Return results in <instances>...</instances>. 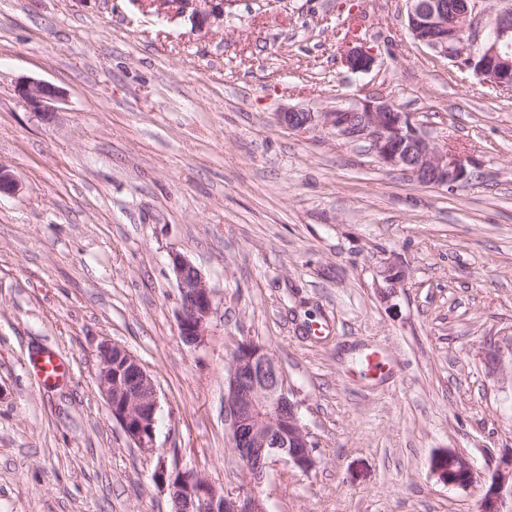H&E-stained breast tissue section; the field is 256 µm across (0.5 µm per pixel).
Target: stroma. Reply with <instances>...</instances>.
<instances>
[{"instance_id":"35a3bbf8","label":"stroma","mask_w":512,"mask_h":512,"mask_svg":"<svg viewBox=\"0 0 512 512\" xmlns=\"http://www.w3.org/2000/svg\"><path fill=\"white\" fill-rule=\"evenodd\" d=\"M406 0H230L220 19L140 0H0V512H171L153 473L248 477L224 412L230 355L264 345L315 445L276 459L268 512H478L512 450V93L415 42ZM356 32L376 63L341 62ZM23 80L58 87L51 118ZM376 97L472 159L468 182L420 184L367 142L290 108ZM212 290L185 344L170 252ZM406 278L383 299L381 272ZM126 347L158 393V455L112 419L98 347ZM379 351L390 370L361 376ZM52 352L66 379L41 384ZM471 463L466 489L432 458ZM431 469L437 479L448 487L464 489L474 483V470L470 462L454 451L436 455Z\"/></svg>"}]
</instances>
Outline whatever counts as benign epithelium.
I'll return each instance as SVG.
<instances>
[{
    "instance_id": "1",
    "label": "benign epithelium",
    "mask_w": 512,
    "mask_h": 512,
    "mask_svg": "<svg viewBox=\"0 0 512 512\" xmlns=\"http://www.w3.org/2000/svg\"><path fill=\"white\" fill-rule=\"evenodd\" d=\"M202 1L219 2L224 13L226 0H157L159 13L182 11ZM407 25L420 44L443 57H464L465 65L497 88L512 91V7L490 14L487 35L475 52L468 51L477 0H406ZM342 62L351 71L366 72L375 63L372 50L358 39L347 41ZM24 103L50 116L51 103L62 97L54 85L24 81L17 86ZM281 124L305 132L318 124L351 139L366 140L378 162L405 172L417 182L434 187H453L468 180L470 159L441 147L423 133L409 112H402L378 98L369 97L357 104L332 112H309L289 108L278 113ZM180 292L178 330L188 345L204 340L213 310L212 291L200 270L177 251L169 254ZM384 282L393 289L403 284L404 271L388 264L381 271ZM97 383L112 418L125 435L145 452H155V383L139 360L127 349L104 342L98 350ZM276 357L265 347L242 343L234 351L224 394V410L231 427L232 448L250 483L236 493L217 487L194 470L170 471L161 460L154 479L167 487L172 512H267L259 490L269 460L280 456L295 467L309 471L316 465L309 433L298 415V403ZM494 475L483 490L480 512H499L504 489L512 490V453L492 462ZM433 474L452 488H467L474 483L470 462L454 451L436 455Z\"/></svg>"
}]
</instances>
